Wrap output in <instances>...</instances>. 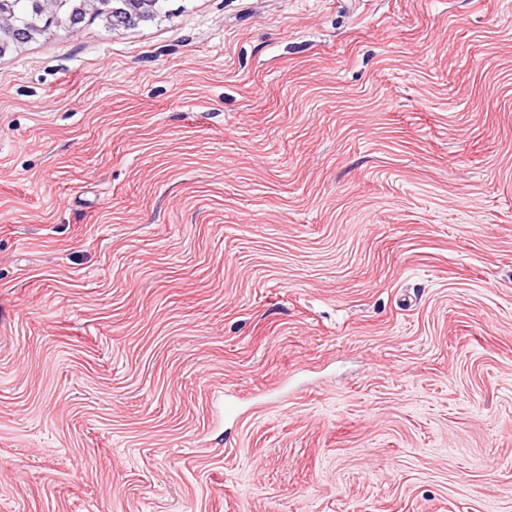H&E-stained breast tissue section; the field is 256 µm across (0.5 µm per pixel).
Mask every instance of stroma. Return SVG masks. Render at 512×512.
<instances>
[{"instance_id": "35a3bbf8", "label": "stroma", "mask_w": 512, "mask_h": 512, "mask_svg": "<svg viewBox=\"0 0 512 512\" xmlns=\"http://www.w3.org/2000/svg\"><path fill=\"white\" fill-rule=\"evenodd\" d=\"M0 56V512H512V0H169Z\"/></svg>"}]
</instances>
